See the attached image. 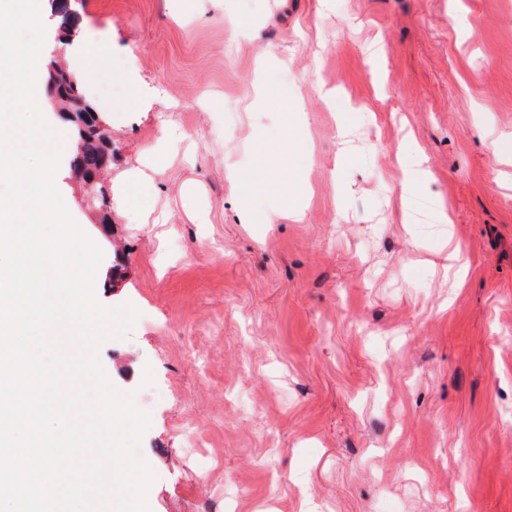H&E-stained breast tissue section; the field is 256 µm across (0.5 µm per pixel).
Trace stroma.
Masks as SVG:
<instances>
[{
  "mask_svg": "<svg viewBox=\"0 0 512 512\" xmlns=\"http://www.w3.org/2000/svg\"><path fill=\"white\" fill-rule=\"evenodd\" d=\"M69 3L71 33L39 0L36 100L95 299L138 313L95 355L149 418L150 512H512V0ZM96 50L104 211L45 95ZM230 168L272 223H240Z\"/></svg>",
  "mask_w": 512,
  "mask_h": 512,
  "instance_id": "obj_1",
  "label": "stroma"
}]
</instances>
